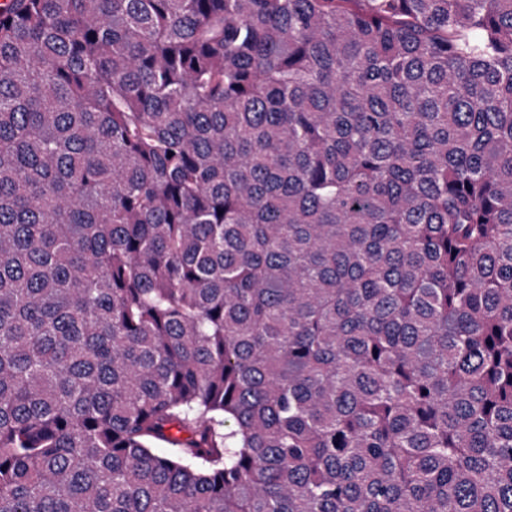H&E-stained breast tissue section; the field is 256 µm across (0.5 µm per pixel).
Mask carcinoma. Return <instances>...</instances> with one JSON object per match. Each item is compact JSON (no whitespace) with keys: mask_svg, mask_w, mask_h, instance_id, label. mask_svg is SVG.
I'll return each mask as SVG.
<instances>
[{"mask_svg":"<svg viewBox=\"0 0 512 512\" xmlns=\"http://www.w3.org/2000/svg\"><path fill=\"white\" fill-rule=\"evenodd\" d=\"M0 512H512V0L0 4Z\"/></svg>","mask_w":512,"mask_h":512,"instance_id":"carcinoma-1","label":"carcinoma"}]
</instances>
